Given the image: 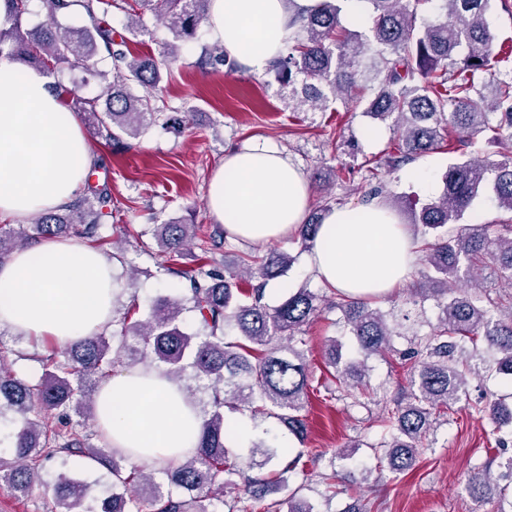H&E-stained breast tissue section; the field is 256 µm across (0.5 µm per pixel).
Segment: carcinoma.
<instances>
[{"instance_id": "1", "label": "carcinoma", "mask_w": 512, "mask_h": 512, "mask_svg": "<svg viewBox=\"0 0 512 512\" xmlns=\"http://www.w3.org/2000/svg\"><path fill=\"white\" fill-rule=\"evenodd\" d=\"M368 6V24L350 29L341 24L347 0H319L295 18L297 31L284 54L271 65L277 81L288 88V106L294 112L326 110L330 103L352 101L363 113L400 132L398 143L383 161L395 171L419 155L442 148L445 132L469 139L460 146L475 147L473 138L484 131L501 134L512 130V54L494 49L495 35L486 19L491 0H436L437 16L425 17L418 6L430 0H362ZM14 24L0 29V56L6 55L44 70L67 65L81 68L91 77L102 73L98 59L112 64V80L100 97L80 99L69 91L78 110L112 140L136 139L161 113L153 105V93L162 82L161 67L177 58L178 46L162 43L157 58H130L125 37H116L112 26L101 21L114 0H42L48 21L40 27L22 28L28 0H14ZM139 7L135 22L141 33L148 25H162L176 39L193 38L203 24L207 0H134ZM81 12L90 24L72 26L62 19ZM152 16L147 23L145 15ZM204 61L223 65L227 72L239 69L217 46L203 49ZM144 93L138 95L135 88ZM493 195L497 206L512 214V152L500 160L482 162L474 153L460 155L443 174L441 195L414 212V234L420 236L425 271L416 289L419 298L408 307L389 313L371 301L339 295L345 334L356 340L345 355L343 343L330 340L329 367L336 385L349 395L369 390V366L373 357L397 353L393 340L412 335L402 352L408 365L410 395L382 417L384 430L372 445L375 469L393 474L414 469L419 447L434 432L441 412L466 395L472 368L467 343L483 338L494 352L496 370L512 374V217L490 228L488 224H462L472 201ZM112 195L106 189L64 207L33 216L32 237H93L109 216ZM322 217L314 213L301 225L298 239L303 249L315 236ZM192 224L153 225L162 251L180 256L193 237ZM296 257L279 253L255 267L241 259L242 268L224 267V274L206 269L209 260L199 258L194 270L181 276L189 282L187 301L199 323L195 333L182 329L179 316L184 304H158L146 321L132 320V305L112 323L120 330L109 336L97 332L65 346L44 363V374L35 384L7 372L0 359V416L11 410L22 418L11 459L0 457V476L20 491L41 479L46 461L59 458L66 464L77 457L96 463L112 474V493L97 500L91 511L83 508L87 485L62 472L53 491L54 512H141L140 494L150 495L153 512H249L248 498L263 489L247 474L279 459L273 482L286 485L303 471L304 452L286 458L288 449L263 442L249 449L245 466L229 462L224 408L252 411L272 417L305 440L306 422L300 415L308 398V369L303 346L305 326L319 315L324 296L300 288L278 306L265 301L271 268L287 271ZM506 289L496 297L472 293L483 276ZM436 299L437 323L426 335L418 334L419 304ZM140 347L143 358L176 379L190 370L209 392L211 411L204 416L197 452L156 472L145 467H125L127 458L109 447L88 442L83 418L96 422V409L86 411L83 382L103 380L124 364L128 340ZM73 411L77 424L55 423L54 418ZM354 451L338 448L328 460L330 472L322 473L326 491L336 487V464L353 459ZM500 500L512 506V456L498 462ZM239 481L224 480V473ZM493 478L489 470L475 472L466 483L468 494L483 498ZM233 486L231 500L224 488Z\"/></svg>"}]
</instances>
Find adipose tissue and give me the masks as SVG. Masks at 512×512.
<instances>
[{"label":"adipose tissue","instance_id":"adipose-tissue-1","mask_svg":"<svg viewBox=\"0 0 512 512\" xmlns=\"http://www.w3.org/2000/svg\"><path fill=\"white\" fill-rule=\"evenodd\" d=\"M317 0H209L205 28L228 58L267 71L295 34L297 8ZM48 74L0 59V219L68 204L95 157ZM304 173L278 149L249 144L226 155L209 182L207 208L226 237L267 243L297 233L310 196ZM418 259L410 225L380 202L326 214L308 251L323 285L351 296H386ZM116 278L95 248L54 239L0 263V327L67 344L112 320ZM98 427L112 447L162 466L195 454L203 418L180 381L141 368L112 375L98 392Z\"/></svg>","mask_w":512,"mask_h":512}]
</instances>
